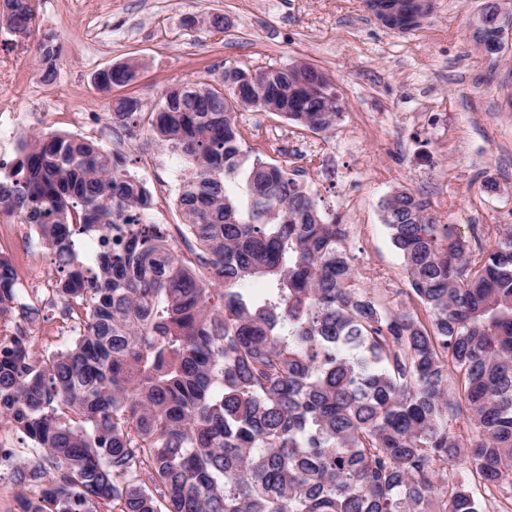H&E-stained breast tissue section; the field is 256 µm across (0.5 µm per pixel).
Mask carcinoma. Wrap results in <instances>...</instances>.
Segmentation results:
<instances>
[{"instance_id":"carcinoma-1","label":"carcinoma","mask_w":512,"mask_h":512,"mask_svg":"<svg viewBox=\"0 0 512 512\" xmlns=\"http://www.w3.org/2000/svg\"><path fill=\"white\" fill-rule=\"evenodd\" d=\"M5 2L13 34L39 30L36 0ZM501 33L481 28L489 51ZM38 49L49 81L57 50ZM300 66H226L150 106L152 136L187 164L188 256L120 152L66 134L20 142L0 217L37 218L61 273L51 302L78 307L84 328L52 351L0 332V422L42 459L13 461L14 512H481L472 476L512 493V229L472 252L394 190L383 222L413 306L390 307L354 268L347 225L241 129L225 75L279 107ZM138 70L113 64L95 83L110 91ZM322 79L277 116L331 133L342 103ZM142 112L136 97L110 102L114 125L132 130ZM77 231L94 237L92 266ZM20 299L0 258L1 328Z\"/></svg>"}]
</instances>
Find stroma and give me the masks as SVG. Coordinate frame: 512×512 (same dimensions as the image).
Listing matches in <instances>:
<instances>
[{"instance_id": "stroma-1", "label": "stroma", "mask_w": 512, "mask_h": 512, "mask_svg": "<svg viewBox=\"0 0 512 512\" xmlns=\"http://www.w3.org/2000/svg\"><path fill=\"white\" fill-rule=\"evenodd\" d=\"M488 0H434L421 27L394 32L363 0H38L40 34L58 49L52 87L74 111L107 115L116 96L152 104L176 82H209L224 66L308 62L327 73L343 101L333 133L319 136L336 154L337 175L319 160L301 173L326 212L350 227L348 246L366 287L392 303L408 302L402 260L392 246L381 204L411 189L446 224L468 234L481 225L495 241L512 215V34L498 53L477 32ZM221 18L215 30L213 18ZM20 62L21 81H0V113L38 107L45 119L16 129V138L73 133L67 117L37 96L42 67L34 42L0 29V64ZM141 62L137 78L100 91L96 74ZM127 170L151 182L166 148L141 114ZM497 191L485 188L487 181ZM384 268L387 277L373 276Z\"/></svg>"}]
</instances>
